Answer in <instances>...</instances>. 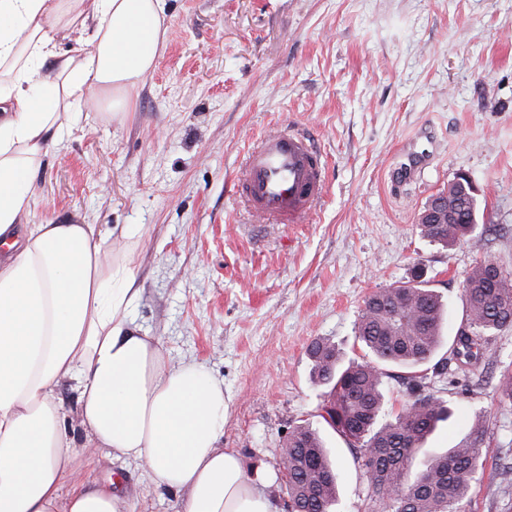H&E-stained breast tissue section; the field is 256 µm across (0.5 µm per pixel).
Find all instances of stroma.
Wrapping results in <instances>:
<instances>
[{
  "instance_id": "1",
  "label": "stroma",
  "mask_w": 512,
  "mask_h": 512,
  "mask_svg": "<svg viewBox=\"0 0 512 512\" xmlns=\"http://www.w3.org/2000/svg\"><path fill=\"white\" fill-rule=\"evenodd\" d=\"M166 47L126 118L91 103L36 180L33 224L141 231L134 326L173 360L224 381V446L278 473L289 431L319 427L335 464L336 512H380L362 461L320 416L309 349L363 354L365 300L423 271L447 310L444 376L428 390L451 410L419 458L479 441L484 469L468 512H512V327L458 370L463 280L488 258L512 274V0H166ZM303 131L327 160V191L305 223L249 220L233 179L267 129ZM429 133L422 179L395 184L402 145ZM479 189L470 242L421 236L424 204L458 173ZM88 476L121 482L136 512H175L182 494L100 449Z\"/></svg>"
}]
</instances>
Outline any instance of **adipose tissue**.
Masks as SVG:
<instances>
[{"label": "adipose tissue", "instance_id": "adipose-tissue-1", "mask_svg": "<svg viewBox=\"0 0 512 512\" xmlns=\"http://www.w3.org/2000/svg\"><path fill=\"white\" fill-rule=\"evenodd\" d=\"M166 21V0H0V512H133L86 479L100 448L183 491L176 512H278L267 480L222 446L223 379L133 327L134 233L107 249L95 225L27 221L49 148L94 97L130 112ZM71 380L79 448L56 395Z\"/></svg>", "mask_w": 512, "mask_h": 512}]
</instances>
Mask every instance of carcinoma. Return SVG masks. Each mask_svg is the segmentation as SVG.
I'll return each mask as SVG.
<instances>
[{
    "label": "carcinoma",
    "mask_w": 512,
    "mask_h": 512,
    "mask_svg": "<svg viewBox=\"0 0 512 512\" xmlns=\"http://www.w3.org/2000/svg\"><path fill=\"white\" fill-rule=\"evenodd\" d=\"M452 224H421L423 237L454 246L467 240L477 224L476 196L455 181L448 185ZM493 261L477 262L466 275L463 297L473 337L463 336L453 354L467 366L482 354L490 333L512 326V276L493 283ZM443 304L420 282L382 288L364 302L356 340L370 359L340 369L336 346L316 342L310 348L314 382L324 387L321 417L360 453L365 477L385 512H466L475 475L483 466L482 449L469 443L435 456L412 473L417 449L450 410L424 393L429 363L443 343ZM406 370L403 384L411 396L388 415L383 389L385 367ZM499 401L512 404V372L495 388ZM288 448V512H333L339 502L338 479L318 430L297 424L284 443Z\"/></svg>",
    "instance_id": "1"
}]
</instances>
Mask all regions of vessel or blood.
<instances>
[{
    "label": "vessel or blood",
    "instance_id": "vessel-or-blood-1",
    "mask_svg": "<svg viewBox=\"0 0 512 512\" xmlns=\"http://www.w3.org/2000/svg\"><path fill=\"white\" fill-rule=\"evenodd\" d=\"M429 161L427 153L408 144L399 170L417 180ZM326 163L311 141L288 129L266 133L246 154L235 191L260 224H300L313 213L326 191Z\"/></svg>",
    "mask_w": 512,
    "mask_h": 512
}]
</instances>
